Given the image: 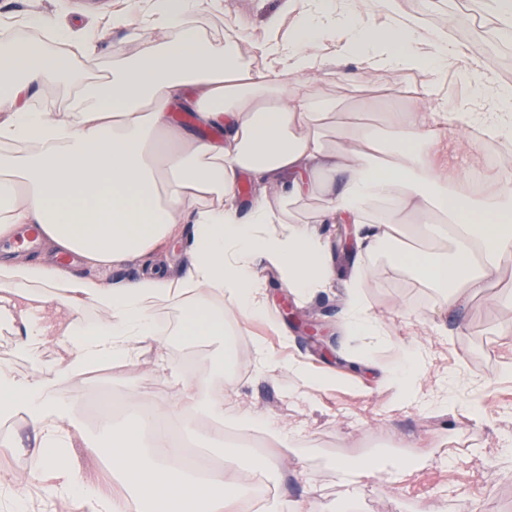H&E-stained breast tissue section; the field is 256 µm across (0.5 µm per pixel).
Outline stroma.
<instances>
[{
  "instance_id": "obj_1",
  "label": "stroma",
  "mask_w": 512,
  "mask_h": 512,
  "mask_svg": "<svg viewBox=\"0 0 512 512\" xmlns=\"http://www.w3.org/2000/svg\"><path fill=\"white\" fill-rule=\"evenodd\" d=\"M148 7L149 0H0V34L21 45L46 48L49 38L29 25L31 15L80 18L97 33V73L108 76L142 40H165L159 30L142 37L113 28L114 11L143 13ZM395 7L419 28L445 34L457 45L460 56L449 65L442 91L448 103L469 97L470 86L460 71L480 47L493 46L512 59V36L497 21L492 0H395ZM299 8L300 0H219L216 9L200 11L196 20L216 46L235 36L242 54L261 67V45L271 38H286L289 19ZM463 33L468 36L464 43L459 40ZM359 65L358 57L331 54L317 75V92L336 102V129L371 126L385 134L392 128L383 105L387 96L400 102L429 92L428 83L407 71L383 73L368 85L353 83L349 76ZM440 147L450 167L465 180L490 182L499 191L512 187V151L487 161L483 141L461 139L454 131ZM319 230L331 244L336 269L332 288L304 298L289 291L274 272H265L269 319L249 320L232 313L224 320L226 334L194 343L179 334L185 306L162 301L155 317L166 343L143 349L132 367L103 364L60 380L56 371L61 345L49 343L28 352L11 331H0V367L17 376L35 373L54 381L57 398L69 403L81 399L91 381L104 380L113 393L126 397L138 392L143 405L173 406L178 390L162 380L158 364L164 360L179 368L190 357L195 361L190 380L222 387L226 417L248 410L295 428L296 438L281 454L278 475L265 479L268 496L305 498L315 512H339L352 489L338 479L336 462L363 456L373 467L354 489L357 512L368 506L373 512H419L424 506L432 512H461L465 504L474 512H512V482L498 480L499 475L512 474V376L501 372L512 366V335L500 332L512 323V258L502 261L488 289L452 315L441 306V288L379 256L377 274L363 283L366 300L387 330L384 342L373 344L364 336L347 338L339 333L342 291L356 254L341 248L339 225L323 224ZM286 303L292 312L283 311ZM304 318L317 324V339L307 337L300 324ZM257 344L264 345L276 362L273 374L255 372ZM406 347L422 349L427 359L425 393H440L443 372L458 373L454 406L405 405L384 380V371L398 368ZM365 351L371 354L370 363L357 362V355ZM292 363L329 377L330 387L304 396L300 381L288 370ZM472 400L479 403V415L468 410ZM469 431L482 438L472 447V458L496 456L495 473L451 460L450 448ZM111 454L105 444L94 450L80 444L70 449L71 467L83 488L104 483ZM13 488L24 498L27 512H85L79 498L52 495L45 478L33 484L15 481Z\"/></svg>"
}]
</instances>
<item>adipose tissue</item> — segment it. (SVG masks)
I'll list each match as a JSON object with an SVG mask.
<instances>
[{"instance_id": "adipose-tissue-1", "label": "adipose tissue", "mask_w": 512, "mask_h": 512, "mask_svg": "<svg viewBox=\"0 0 512 512\" xmlns=\"http://www.w3.org/2000/svg\"><path fill=\"white\" fill-rule=\"evenodd\" d=\"M214 0H151L147 14L112 15L116 27L166 31L165 42H143L110 79L97 77L90 37L36 16L33 26L69 55L35 47L0 50V237L25 226L41 227L47 255L0 259V321L14 328L25 346L62 343L60 370L68 374L97 363L134 364L143 346L162 345L154 305L183 300L191 308L184 337L198 342L223 333L224 311L252 319L266 316L260 269L278 274L286 288L309 297L327 287L336 272L321 224L356 227L359 253L345 284L340 319L344 335L376 336L377 318L361 284L376 270L374 259L390 251L397 226L443 222L453 251L394 259L445 287L454 309L488 286L492 269L512 257V197L486 186L480 198L449 194V178L437 162V146L449 126L482 129L494 139L512 138V84H496L478 67L463 73L475 96H488L480 112L462 102L455 113L431 112L414 98L392 108L394 136L380 140L371 130L343 132L346 147L327 136L335 101L319 96L311 78L320 69L328 31L342 32L339 50L363 61L355 74L370 81L378 69L428 72L438 77L456 51L447 36L417 31L404 20L358 25L348 0H307L287 41L270 40L261 50L266 71H247L236 46L215 47L189 18ZM62 83L72 88L71 112L33 110V87ZM190 113V125L173 110ZM384 151L385 161L374 158ZM259 186L248 210L236 189L242 175ZM320 195L307 223L288 220L289 205ZM185 236L191 260L176 276L147 268L126 283L109 284L58 265L66 251L84 265L112 266L154 252L170 238ZM99 313L87 320L86 307ZM418 352L403 350L388 380L405 403L430 407L418 378ZM162 376L179 386L186 420L207 415L212 439H224V399L204 397L201 387L161 364ZM20 406L36 434L34 455L52 475L55 496L78 493L61 456L81 433L79 419L51 400L37 375L14 377L0 368V410ZM166 406H131L127 420L113 425L101 416V431L113 453L111 468L122 493L82 494L89 512H234L249 488L227 458L220 480L201 468L179 464L176 449L154 434H142L167 414ZM221 493H212L213 484Z\"/></svg>"}]
</instances>
